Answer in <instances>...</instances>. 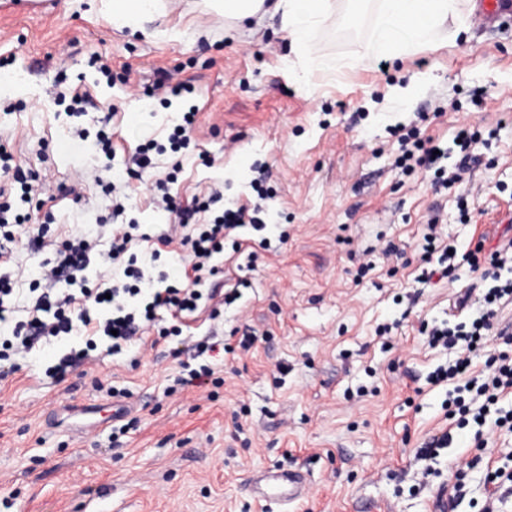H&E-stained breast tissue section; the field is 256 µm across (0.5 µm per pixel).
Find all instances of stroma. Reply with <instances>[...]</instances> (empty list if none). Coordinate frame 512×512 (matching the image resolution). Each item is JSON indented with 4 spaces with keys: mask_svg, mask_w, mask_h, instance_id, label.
I'll return each instance as SVG.
<instances>
[{
    "mask_svg": "<svg viewBox=\"0 0 512 512\" xmlns=\"http://www.w3.org/2000/svg\"><path fill=\"white\" fill-rule=\"evenodd\" d=\"M465 4L447 31L392 60L370 54L381 0L358 11L337 0L298 56L281 26L237 36L203 0H180L166 17L183 32L179 43L152 37L149 20L140 31L112 25L99 0H0V56L14 55L24 86L0 93V142L39 173L45 192L26 210L50 227V247L34 249L24 235L11 245L30 275L54 245L111 223L116 195L142 232L164 231L156 180L184 207L210 199L198 224L252 205L254 183L273 194L270 248L239 230L241 250L225 248L204 284L250 283L219 317L202 310L164 339L173 320L159 312L142 346L92 355L62 382L47 372L56 344L17 356L16 371L0 375V512H88L92 501L97 512H435L440 494L445 512H482L484 461L512 448V433L449 418L448 388L428 375L453 355L424 335L459 302L479 310L480 295L463 261L455 280L417 279L431 217L462 254L479 238L497 242L512 221V26H484L476 0ZM311 57L340 67L305 70ZM161 70L191 93L155 90ZM61 75L88 99L81 118L55 98ZM406 85L411 95L396 101ZM192 104L189 147L128 176L136 146L163 140ZM398 126L440 143L450 167L456 131L478 130L479 161L435 192L430 172L396 165ZM105 127L107 164L93 149ZM246 334L255 341L245 349ZM204 336L224 345L210 360L222 383L179 386L200 364L194 345ZM504 352L512 305L471 358L480 370ZM446 431L450 447L423 457ZM476 455L482 464L468 467ZM288 470L305 477L299 498L259 496L256 476Z\"/></svg>",
    "mask_w": 512,
    "mask_h": 512,
    "instance_id": "obj_1",
    "label": "stroma"
}]
</instances>
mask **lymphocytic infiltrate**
<instances>
[{
  "mask_svg": "<svg viewBox=\"0 0 512 512\" xmlns=\"http://www.w3.org/2000/svg\"><path fill=\"white\" fill-rule=\"evenodd\" d=\"M402 153L396 163L406 170L415 167L431 169L433 185L438 189L453 187L461 179V170L445 168L441 155L423 139L418 129H410L400 137ZM163 194L165 208L175 216L174 224L157 237L158 246L137 254L131 244L139 236L138 224H116L112 227L107 259L111 266L108 286H80L75 274L89 263L96 247L95 240L75 234L58 245L54 259L45 261L31 283L29 312L18 318L13 306L12 275L14 256L0 247V323L10 333L0 336V362L19 353H30L43 345L81 333L79 346L62 352L51 368L56 380H64L76 366L87 360L98 348L99 340L108 343V354L115 355L136 343L140 329L153 322L158 311L181 318L197 312L205 298L200 285L216 276V255L223 253L229 234L241 227L266 230L259 209L246 207L225 209L210 224H191L186 210L166 195L164 182L154 184ZM43 185L35 171L17 163L5 146L0 145V234L11 237L14 228L23 226L26 215L13 206L14 201L30 202ZM187 246L191 260L177 278L168 273H154L163 246L173 241ZM421 259L437 263L436 271H424L422 279L432 275L449 277L455 269L456 249L442 242L436 221H429L423 235ZM467 261L472 271L482 272L489 284L484 293L485 308L470 314L468 323L436 325L427 333L431 347L452 349L456 357L448 365L438 367L431 376L433 384L463 380L464 396L450 398L460 422L484 425L488 415H495L498 426L512 431V409L498 411L497 406L512 397V356L500 354L485 369H474L470 355L490 335L499 304L512 299V238L492 250L476 245Z\"/></svg>",
  "mask_w": 512,
  "mask_h": 512,
  "instance_id": "obj_1",
  "label": "lymphocytic infiltrate"
}]
</instances>
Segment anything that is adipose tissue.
<instances>
[{"label":"adipose tissue","instance_id":"adipose-tissue-1","mask_svg":"<svg viewBox=\"0 0 512 512\" xmlns=\"http://www.w3.org/2000/svg\"><path fill=\"white\" fill-rule=\"evenodd\" d=\"M461 0H383L375 30L373 53L394 60L429 43L448 19L460 16ZM114 24L139 28L147 19L165 16L163 0H103ZM225 21H242L268 14L281 18L294 52H302L316 37L333 8V0H214Z\"/></svg>","mask_w":512,"mask_h":512}]
</instances>
